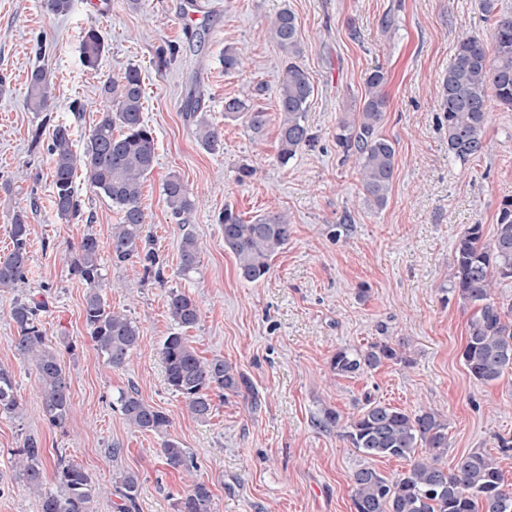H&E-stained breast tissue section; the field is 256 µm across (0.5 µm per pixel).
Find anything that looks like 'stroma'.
<instances>
[{
    "label": "stroma",
    "mask_w": 512,
    "mask_h": 512,
    "mask_svg": "<svg viewBox=\"0 0 512 512\" xmlns=\"http://www.w3.org/2000/svg\"><path fill=\"white\" fill-rule=\"evenodd\" d=\"M295 17L314 94L307 112L313 140L294 160L278 153V80L285 59L270 32L281 10ZM512 17V0H72L56 14L46 0H0V254L8 252V215L29 214L30 260L16 292H0V365L14 375L20 409L0 418V512H40V499L16 475L28 438L44 452V485H57L58 457L81 464L104 493L96 512H115L110 493L117 471L139 476L132 512H177L189 478L206 483L216 512H352L350 475L369 466L385 477L405 473L399 458L367 459L339 429L320 427L325 411L341 419L367 401L412 412L437 409L448 420V454L478 449L496 459L502 490L512 496V371L496 382L473 379L461 358L473 314L449 286L454 245L465 228L483 227L492 240L501 205L512 198V111L492 107L486 148L468 162L448 154L447 125L437 86L463 32L488 34L494 19ZM106 41L97 70L80 59L84 31ZM178 56L160 65L159 52ZM245 61L225 71V48ZM138 67L145 89L144 118L155 137L156 163L143 182L145 233L163 267L162 278L141 263L111 259L112 226L120 214L103 195L80 185L79 219L55 214L52 162L32 147L36 123L26 107L32 70L51 79L53 114L70 124L73 148L83 152L103 102L108 75ZM386 75L381 134L396 148L385 207L364 199L352 162L336 144L338 121L358 111L366 80ZM240 96L268 112L261 135L224 115V99ZM224 132L212 154L194 136L189 100ZM85 110L75 116L72 105ZM250 177L239 178L241 167ZM178 175L193 194L188 223H176L162 186ZM233 210L251 220L287 213V245L259 282L244 280L225 251L219 218ZM193 234L202 247L196 270L180 271L179 243ZM99 243L103 294L138 325L140 342L130 364L110 367L84 322L86 285L70 273L85 235ZM199 306L194 327L177 329L167 311L172 292ZM45 301L40 319L49 345L70 379L72 413L59 426L46 419L34 367L14 351L9 318L14 297ZM182 332L199 356H221L245 381L230 392L211 389L213 410L191 415L168 384L162 360L167 336ZM386 342L405 359L339 376L337 349L364 350ZM137 388L168 414L167 437L191 453L185 475L163 464V437L124 419L117 398Z\"/></svg>",
    "instance_id": "35a3bbf8"
}]
</instances>
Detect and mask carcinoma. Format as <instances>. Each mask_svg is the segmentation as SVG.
I'll return each instance as SVG.
<instances>
[{"label":"carcinoma","mask_w":512,"mask_h":512,"mask_svg":"<svg viewBox=\"0 0 512 512\" xmlns=\"http://www.w3.org/2000/svg\"><path fill=\"white\" fill-rule=\"evenodd\" d=\"M272 34L288 58L278 85L279 151L285 165L297 152L311 143L306 114L314 93L307 72L297 63L301 42L295 17L281 11L272 21ZM488 52L485 38L465 33L458 39L456 51L439 82L438 106L444 112L448 132V154L466 162L481 156L486 148L485 129L490 120L491 102L512 110V19L493 23ZM105 49L103 35L88 29L81 40L83 65L98 67ZM385 75L376 70L367 80L360 111L352 119L337 124L336 142L345 157L354 158L366 201L383 208L393 181L396 150L379 134L385 116L386 101L379 87ZM143 82L134 66L107 78L101 87L104 101L99 120L90 130L83 154L73 150L70 126L55 120L52 110L51 82L47 72L35 69L30 76L27 107L40 118L31 130V144L37 148L48 138L52 156V193L56 216L65 221L80 216L75 186L82 172L90 188L112 202L120 213V222L112 225V259L123 263L137 259L145 270L161 274L158 258L144 235L146 216L142 206V184L155 161L153 131L143 119ZM224 116L243 118L255 134L268 123V115L239 97L224 99ZM186 117L195 121L200 145L211 153L224 149V132L197 112ZM165 203L177 223H186L194 203L191 192L177 175L163 184ZM8 233L12 244L9 254L0 259V291H13L25 282L29 261L28 215L17 210L9 215ZM224 233V249L230 251L238 270L248 282L265 278L270 260L291 235V225L282 213L244 220L232 210L219 218ZM180 269H196L201 247L195 236L185 234L180 242ZM71 274L88 286L84 321L96 349L114 369L130 362L140 340L137 324L126 314L112 310L101 292L102 267L97 239L88 234L78 246L71 263ZM512 278V200L503 203L495 239L483 240L482 225L472 224L459 237L453 252L452 287L460 299L475 311L468 323L462 358L469 374L488 384L512 370V314L492 297L499 281ZM45 302L17 299L10 309L18 336L16 356L34 365L37 387L48 421L62 424L72 409L70 382L56 351L47 344L40 320ZM171 320L181 328L194 326L199 319L196 301L188 294L169 295ZM162 355L168 384L181 394L189 412L197 418L210 415L211 388L235 392L239 383L235 368L221 357H200L188 339L174 333L164 340ZM403 361L401 353L387 343L373 344L367 351L341 348L331 359L338 375H350L364 368H376L382 362ZM124 419L146 433L167 434L169 416L139 397L136 389L119 397ZM19 410L12 371L0 366V417L11 418ZM325 428L336 426L351 447L369 458L395 457L411 462L410 469L389 479L371 467H362L350 476L354 512H512V498L501 490L502 473L487 453L473 450L457 457L453 469L442 465L448 454V423L430 407L408 412L381 402H370L357 416L341 423L339 414L325 413ZM426 449V453L418 449ZM160 455L169 468L191 473L193 461L187 449L174 439H164ZM17 475L42 501V512H93L100 488L83 466L61 461L57 470V489L44 491L43 453L30 438L16 464ZM115 496L119 512H129L135 502L139 477L131 471L117 473ZM178 512H215L213 496L203 482L193 483L191 492L178 503Z\"/></svg>","instance_id":"cac0c4a2"}]
</instances>
